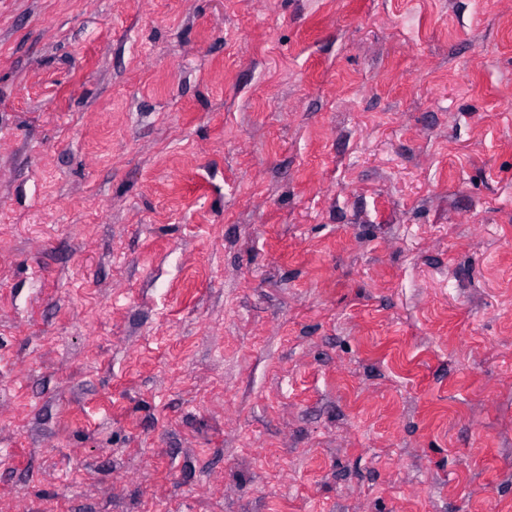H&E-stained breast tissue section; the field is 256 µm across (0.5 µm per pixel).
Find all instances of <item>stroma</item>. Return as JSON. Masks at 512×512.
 <instances>
[{
	"mask_svg": "<svg viewBox=\"0 0 512 512\" xmlns=\"http://www.w3.org/2000/svg\"><path fill=\"white\" fill-rule=\"evenodd\" d=\"M0 512H512V0H0Z\"/></svg>",
	"mask_w": 512,
	"mask_h": 512,
	"instance_id": "35a3bbf8",
	"label": "stroma"
}]
</instances>
